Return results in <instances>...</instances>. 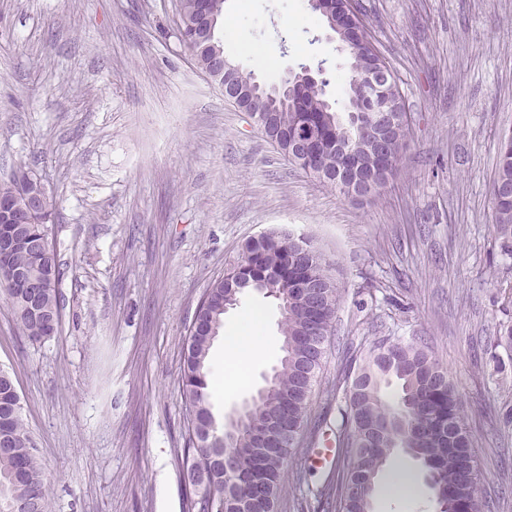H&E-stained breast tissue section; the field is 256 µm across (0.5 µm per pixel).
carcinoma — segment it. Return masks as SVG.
Here are the masks:
<instances>
[{
  "label": "carcinoma",
  "mask_w": 512,
  "mask_h": 512,
  "mask_svg": "<svg viewBox=\"0 0 512 512\" xmlns=\"http://www.w3.org/2000/svg\"><path fill=\"white\" fill-rule=\"evenodd\" d=\"M180 41L197 66L209 74L226 58L223 40L203 35V20L221 21L224 0H179ZM322 20L336 25L338 41L351 61V76L345 91L347 110L365 112L370 108L364 93L355 89L357 77L373 70H384L388 81L381 87L382 102H403L397 78L377 51L363 19L336 10L333 18ZM243 105L265 137L305 173L344 193L338 168L344 159L336 151V137L351 131L349 119L336 112L320 85L304 80L289 99L273 91L247 96ZM309 129L325 140L315 159L289 150L288 136L294 130ZM408 126L396 121L390 130L386 151L369 147L357 153L358 164L366 170L397 171L406 146ZM36 175L26 167L17 168L8 181L0 183V200H19ZM494 183L512 187V136L500 143ZM494 231L512 256V194L492 198ZM49 253L39 248H18L0 260V291L11 308L16 325L28 341L38 343L58 330L60 271ZM14 268L26 269L42 278L38 306L29 307L22 289L11 281ZM268 278L269 296L283 307V345L274 381L265 399L254 408L248 428L229 449L244 478L224 483V469L217 460L224 458V432L217 427L211 410L207 358L211 329L224 325L226 296L238 301L240 284ZM336 282L328 273L322 254L306 237H293L278 230L258 241H248L241 258L224 270L206 289L200 302L198 326L187 329L186 351L181 372V396L185 406L187 431L183 467L188 483H205L200 496L211 503L213 512L224 507V488L234 497L248 500L254 485L262 487L267 510L274 512L283 478L292 459L293 444L280 456L271 457L264 448L251 447V432L275 410L288 430L300 433L308 417L309 398L323 367L332 319L339 302ZM400 387L390 399L384 388L392 382ZM343 390L346 409L337 447L344 449L346 466L329 480L324 495L334 512H372L375 479L389 459L405 454L419 467L433 473L432 489L437 512H458L481 492L483 472L473 448L462 407V394L439 363L424 347L413 341L389 338L376 342L362 358L354 376H345L336 385ZM0 440L14 442L0 447V512H12L22 502L27 512H49V493L23 418V407L9 372L0 370Z\"/></svg>",
  "instance_id": "1"
}]
</instances>
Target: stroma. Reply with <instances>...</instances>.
<instances>
[{"label":"stroma","mask_w":512,"mask_h":512,"mask_svg":"<svg viewBox=\"0 0 512 512\" xmlns=\"http://www.w3.org/2000/svg\"><path fill=\"white\" fill-rule=\"evenodd\" d=\"M399 78L410 134L397 175L355 205L291 164L225 100L178 38L177 0H0V182L19 166L55 204L61 324L44 343L0 299L11 373L50 512H186L180 395L187 328L251 236L286 227L323 254L335 331L277 512H321L340 459L336 381L390 336L427 346L459 385L492 512H512V258L493 232L500 139L512 133V0H361ZM231 61L266 86L326 67L344 103L347 54L308 0H224ZM261 314L272 352L208 357L232 394L224 422L280 356L281 311L249 289L231 323Z\"/></svg>","instance_id":"stroma-1"}]
</instances>
